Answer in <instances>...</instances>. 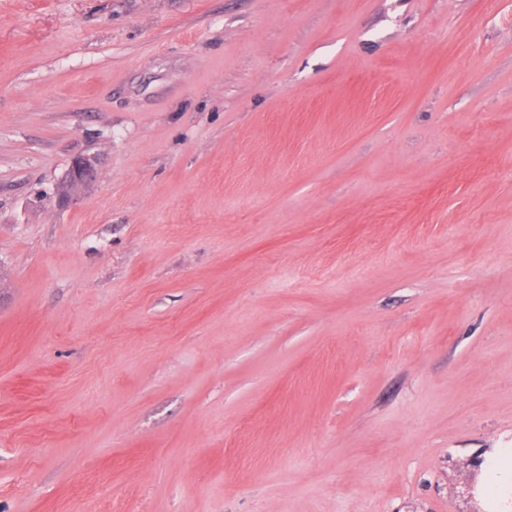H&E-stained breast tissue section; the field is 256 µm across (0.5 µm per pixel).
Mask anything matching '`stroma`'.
Returning <instances> with one entry per match:
<instances>
[{
    "instance_id": "obj_1",
    "label": "stroma",
    "mask_w": 512,
    "mask_h": 512,
    "mask_svg": "<svg viewBox=\"0 0 512 512\" xmlns=\"http://www.w3.org/2000/svg\"><path fill=\"white\" fill-rule=\"evenodd\" d=\"M491 448L512 0H0V512H465ZM97 158L91 155H80L73 159L65 177L57 189L59 204L69 203L73 199L74 189L91 183L97 174Z\"/></svg>"
}]
</instances>
